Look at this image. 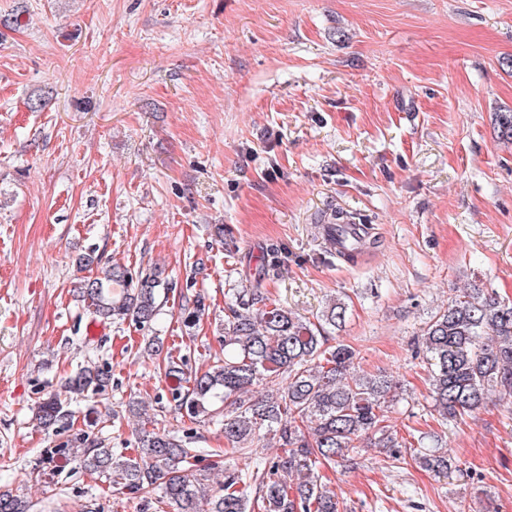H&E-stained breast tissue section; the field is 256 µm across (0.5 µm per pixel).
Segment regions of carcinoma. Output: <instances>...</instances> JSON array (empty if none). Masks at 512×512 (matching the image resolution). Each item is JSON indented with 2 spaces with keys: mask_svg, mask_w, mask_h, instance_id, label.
<instances>
[{
  "mask_svg": "<svg viewBox=\"0 0 512 512\" xmlns=\"http://www.w3.org/2000/svg\"><path fill=\"white\" fill-rule=\"evenodd\" d=\"M275 262L264 256L251 278L253 286L226 303L224 348L208 368L186 375L164 342H149L152 356H163L164 378L175 409L190 418L222 407L224 441L240 452L252 448L262 432L278 435L285 455L260 474V512H339L336 496L321 482L317 466H345L350 452L380 448L387 457L410 456L421 467L448 476L458 466L448 454L399 440L385 424V408L399 396L400 385L382 374L355 370L357 352L344 343L330 344L326 327L345 320L346 307L332 302L317 321L295 315L270 299L262 288ZM159 276H143L114 264L103 275L77 285L94 318H130L149 324L161 310ZM431 361L430 398L443 420L471 412L496 393L512 397V301L465 288L448 300L421 334ZM111 370L85 367L40 401L33 420L44 431L68 430L76 411L72 402L89 400L111 385ZM265 392L255 394V387ZM200 449L189 436L140 428L136 454L115 460L100 444L45 448L29 477L73 464L91 474H105L112 489L149 493L160 486L167 512H254L238 488L242 476L224 472V485L208 484L210 467H199ZM34 504L0 489V512H32Z\"/></svg>",
  "mask_w": 512,
  "mask_h": 512,
  "instance_id": "carcinoma-1",
  "label": "carcinoma"
}]
</instances>
